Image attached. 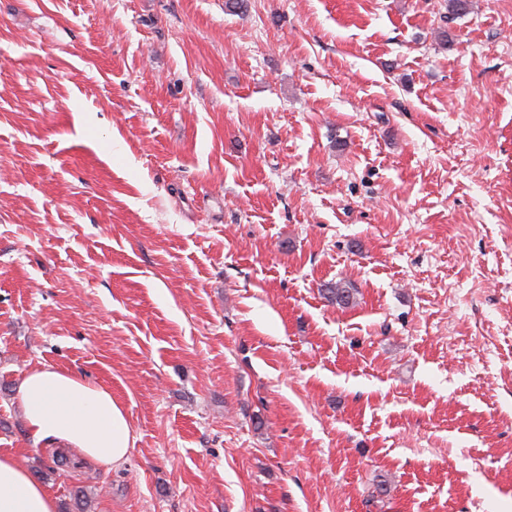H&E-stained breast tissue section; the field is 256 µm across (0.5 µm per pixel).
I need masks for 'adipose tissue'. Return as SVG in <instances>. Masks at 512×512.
Returning <instances> with one entry per match:
<instances>
[{
	"mask_svg": "<svg viewBox=\"0 0 512 512\" xmlns=\"http://www.w3.org/2000/svg\"><path fill=\"white\" fill-rule=\"evenodd\" d=\"M19 400L34 441L57 443L104 466L126 461L132 432L106 387L45 365L24 376ZM0 512H58L56 498L11 452H0Z\"/></svg>",
	"mask_w": 512,
	"mask_h": 512,
	"instance_id": "ef3b65f1",
	"label": "adipose tissue"
}]
</instances>
